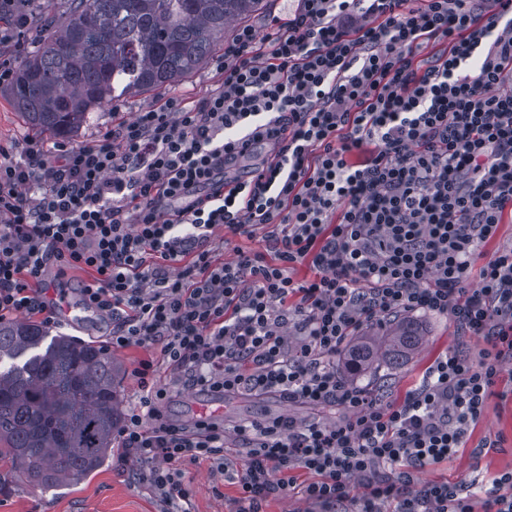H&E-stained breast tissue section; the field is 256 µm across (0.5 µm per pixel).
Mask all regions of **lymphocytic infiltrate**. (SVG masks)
Masks as SVG:
<instances>
[{
  "label": "lymphocytic infiltrate",
  "mask_w": 512,
  "mask_h": 512,
  "mask_svg": "<svg viewBox=\"0 0 512 512\" xmlns=\"http://www.w3.org/2000/svg\"><path fill=\"white\" fill-rule=\"evenodd\" d=\"M444 45L422 61L420 47ZM219 88L137 113L83 146L0 152V320L53 321L50 269L86 267L82 303L108 345L156 347L119 431L163 512H191L178 464L245 451L230 512L301 496L320 512H512V469L483 501L420 482L465 447L512 365V0H298L271 31L225 45ZM259 143L270 161L232 184ZM270 251L212 261L216 227ZM310 278L296 280V266ZM451 321L478 357L438 356L401 402L381 403L336 366L364 326L403 312ZM275 394L331 407L226 429L160 408L176 387ZM302 472L313 481H299ZM270 158V151L266 144L258 145L251 154L241 158L237 164L224 171V182L230 184L235 179L244 176L255 165Z\"/></svg>",
  "instance_id": "obj_1"
}]
</instances>
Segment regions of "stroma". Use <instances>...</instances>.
<instances>
[{
    "label": "stroma",
    "mask_w": 512,
    "mask_h": 512,
    "mask_svg": "<svg viewBox=\"0 0 512 512\" xmlns=\"http://www.w3.org/2000/svg\"><path fill=\"white\" fill-rule=\"evenodd\" d=\"M223 45H216L212 60L174 85L160 89H145L127 93L111 100L99 109L87 113L83 123L69 143L88 144L98 139L112 126L132 119L136 112L153 107L168 97L180 95L198 99L215 89L223 75L217 68L223 58ZM34 140L45 149H52L58 138L55 134L31 126L25 116L12 105L5 83L0 82V147L15 150L26 141ZM408 319L425 335V344L418 354L400 369L388 371L379 368L358 376L357 386L371 389L386 401L402 400L414 389L427 365L438 355L459 348L477 355L481 342L473 340L460 345L448 320L424 312L409 314ZM115 358L124 365L126 373L121 381L124 411L136 408L140 389L132 375L140 361L158 358L156 349L132 346L116 350ZM293 414L303 420L330 421L337 413L328 408L288 406L274 396L224 398V424H238L263 420L283 414ZM503 436L501 447L486 448L485 439ZM120 448H113L107 460L87 477L55 490H43L20 479L13 468L0 464V512H161V506L152 489L140 475L134 461L120 462ZM184 482L190 493L192 512H225L228 501L237 497L236 485L225 481L224 473L211 461L184 460L181 464ZM512 469V402L490 399L485 415L473 428L465 448L459 449L447 462L420 471V481L466 480L472 482L475 497H485L492 477L505 469Z\"/></svg>",
    "instance_id": "stroma-1"
}]
</instances>
